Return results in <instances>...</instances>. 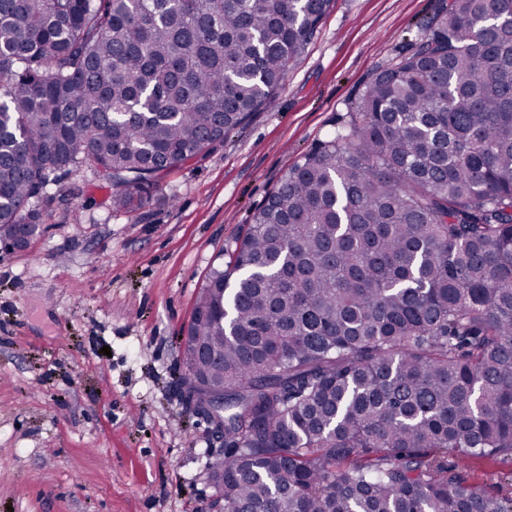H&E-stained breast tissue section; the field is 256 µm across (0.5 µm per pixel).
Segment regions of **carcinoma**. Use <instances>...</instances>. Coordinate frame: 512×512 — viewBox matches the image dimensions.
Masks as SVG:
<instances>
[{
	"label": "carcinoma",
	"mask_w": 512,
	"mask_h": 512,
	"mask_svg": "<svg viewBox=\"0 0 512 512\" xmlns=\"http://www.w3.org/2000/svg\"><path fill=\"white\" fill-rule=\"evenodd\" d=\"M333 0H0V242L85 165L116 212L269 108ZM187 335L224 512H512V0H444L283 174ZM186 393L195 350L183 345ZM462 467L470 480L487 488L504 486V491L512 488V461L491 457L468 458Z\"/></svg>",
	"instance_id": "1"
}]
</instances>
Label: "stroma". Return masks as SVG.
<instances>
[{
  "label": "stroma",
  "instance_id": "1",
  "mask_svg": "<svg viewBox=\"0 0 512 512\" xmlns=\"http://www.w3.org/2000/svg\"><path fill=\"white\" fill-rule=\"evenodd\" d=\"M440 3L334 0L271 108L165 173L136 212H112L86 169L42 201V233L0 256V512H211L221 443L180 400L198 293ZM463 471L512 485L511 460L474 456Z\"/></svg>",
  "mask_w": 512,
  "mask_h": 512
}]
</instances>
